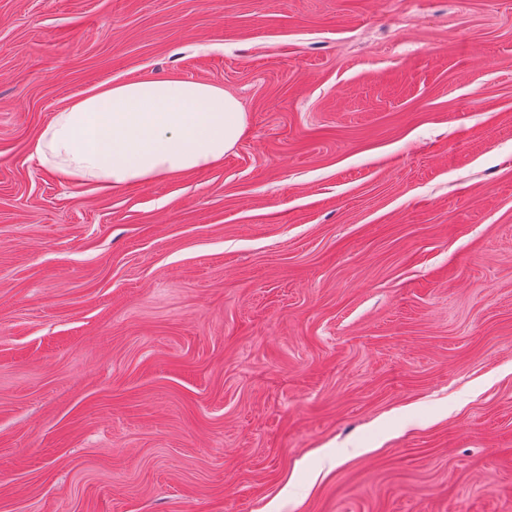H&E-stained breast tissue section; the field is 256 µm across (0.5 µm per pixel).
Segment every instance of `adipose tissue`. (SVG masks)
I'll return each mask as SVG.
<instances>
[{"label":"adipose tissue","instance_id":"obj_1","mask_svg":"<svg viewBox=\"0 0 512 512\" xmlns=\"http://www.w3.org/2000/svg\"><path fill=\"white\" fill-rule=\"evenodd\" d=\"M245 130V112L222 86L173 74L75 99L42 128L33 155L62 180L110 188L218 165Z\"/></svg>","mask_w":512,"mask_h":512}]
</instances>
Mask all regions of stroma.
<instances>
[{
	"instance_id": "35a3bbf8",
	"label": "stroma",
	"mask_w": 512,
	"mask_h": 512,
	"mask_svg": "<svg viewBox=\"0 0 512 512\" xmlns=\"http://www.w3.org/2000/svg\"><path fill=\"white\" fill-rule=\"evenodd\" d=\"M173 74L222 165L32 157ZM0 512H512V0H0ZM245 130L224 87L173 74L105 83L75 99L42 128L32 156L64 181L110 188L218 165Z\"/></svg>"
}]
</instances>
